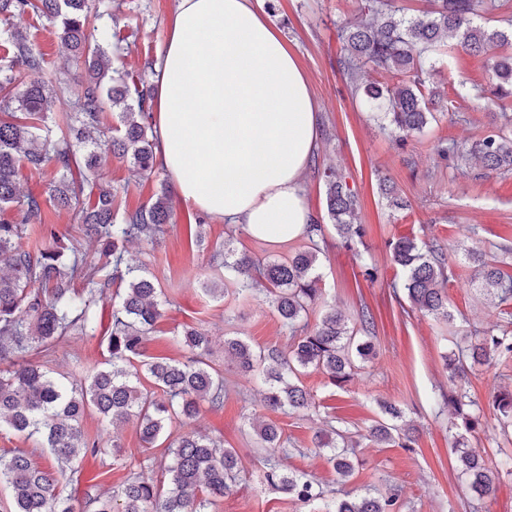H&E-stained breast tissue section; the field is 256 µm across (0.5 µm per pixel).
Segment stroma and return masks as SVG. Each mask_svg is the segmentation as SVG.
<instances>
[{
    "instance_id": "35a3bbf8",
    "label": "stroma",
    "mask_w": 512,
    "mask_h": 512,
    "mask_svg": "<svg viewBox=\"0 0 512 512\" xmlns=\"http://www.w3.org/2000/svg\"><path fill=\"white\" fill-rule=\"evenodd\" d=\"M257 9L281 34L306 73L316 103L319 139L304 174L307 203L315 216L326 219L324 186L318 170L341 169L359 196V221L368 233L362 251L377 263V282L365 281L351 252L335 234H328L320 272L327 304L356 322L361 307L375 319L376 354L361 362L350 381L332 385L320 372L311 371L302 382L313 394L315 411L284 415L266 408L262 380L243 374L224 356V339L238 336L260 347L288 348L291 334L269 305L258 298L238 300L224 295L223 271L212 268L211 251L232 240L237 252L264 260L284 257L306 245L305 237L267 243L250 236L239 226L174 203L171 224L159 245L128 244L130 262L145 266L159 282L166 297L164 316L157 332L145 344L149 357L185 359L186 353L170 338L183 325L207 333L211 340L209 360L223 373L229 394L218 410L202 407L195 423L203 433L223 439L235 449L242 479L232 494L220 499L215 512H314L282 489L263 479V465L249 427L251 418L276 422L288 440L290 453L281 461L286 471L304 470L322 484L327 496L341 499L366 493L396 495L397 512H469V492L461 477L453 449L455 428L441 395L448 390L446 356L456 349L457 338L483 336L498 328V308L481 294L474 268L464 256L468 248H489L500 237L512 241V172L482 174L480 168L456 170L440 164L433 150L437 139L473 142L492 134V114L497 99L494 79L485 58L461 50L441 51L436 83L454 110L424 134L408 137L396 148L362 103L352 93L339 68L338 33L360 13L364 0H254ZM177 0H112V68L142 77L154 84V64L168 37V24ZM12 28L27 33L36 50L59 67L69 65L49 21L29 15L16 16ZM101 181L121 187L123 209L148 204L161 185L172 184L162 167L140 177L129 162L108 157L98 172ZM53 171L24 173L21 187L38 195L49 223L67 231L77 217L53 206L47 187ZM395 182L410 202L408 209H391L378 192L379 178ZM203 219L205 242L190 243L189 226ZM413 233L417 239L442 242L453 275L447 286L453 322L402 309L390 288L398 271L390 263L387 243L394 236ZM33 361L47 362L57 374H70L102 367L108 358L105 336L71 333L48 354L32 353ZM469 390L483 408L481 424L469 435L467 445L487 449L490 461L500 451L512 453V443L498 448L501 435L489 404L499 386L512 384L508 370L480 367L468 374ZM398 404L407 419L418 427L415 448L383 447L366 440L365 434L380 419V402ZM338 418L339 426L360 442V460L351 478L340 479L325 459L315 454L312 437L323 417ZM84 433L105 446L104 454L86 457L72 479L61 481L62 496L70 498L74 512H95L98 493L119 494L123 482L135 472L152 476L167 485L160 467L162 449L143 451L136 421L111 427L96 412H88L81 424Z\"/></svg>"
}]
</instances>
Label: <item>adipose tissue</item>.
Returning <instances> with one entry per match:
<instances>
[{
	"label": "adipose tissue",
	"instance_id": "1",
	"mask_svg": "<svg viewBox=\"0 0 512 512\" xmlns=\"http://www.w3.org/2000/svg\"><path fill=\"white\" fill-rule=\"evenodd\" d=\"M154 69L158 152L181 203L272 243L303 235L315 105L252 0H177Z\"/></svg>",
	"mask_w": 512,
	"mask_h": 512
}]
</instances>
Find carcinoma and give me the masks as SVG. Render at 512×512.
I'll use <instances>...</instances> for the list:
<instances>
[{"label":"carcinoma","instance_id":"obj_1","mask_svg":"<svg viewBox=\"0 0 512 512\" xmlns=\"http://www.w3.org/2000/svg\"><path fill=\"white\" fill-rule=\"evenodd\" d=\"M502 7L496 0H432L431 8L407 15L393 0H365L361 18L341 29L340 65L365 104L382 114L392 142L401 146L412 133L423 132L435 113L450 112L452 106L441 95L434 78L438 73L432 54L457 40V46L472 54L486 55L495 76L500 100L498 131L466 146L438 140L434 151L440 161L455 168L477 161L485 170H512V54H491L489 48L512 45V16L504 25L478 23V17ZM89 0H0V20L33 14L46 18L55 34L69 48L85 71L83 90L73 110L49 112L52 97L69 91L78 77L68 69H57L32 48L27 35L11 29L0 31L8 43V60L0 65V431L36 438L57 463L52 471L38 465L28 452L14 450L0 456V483L11 491L13 512H74L69 499L58 490L66 473L75 474L86 454L103 451L99 442L85 436L81 421L88 410L115 423L130 417L138 420L142 446H165L169 476L167 490L142 474L129 477L121 501L102 495L95 500L97 512H211L219 498L232 492L240 481L236 451L224 443L190 428L202 404L224 405V376L207 362L210 339L202 331L187 327L174 336L190 356L185 362L144 356V342L162 317V296L149 271L132 265L125 246L134 241L156 245L164 226L171 223L172 205L163 186L147 205L119 213L118 190L93 179L102 155L110 153L126 160L143 175L154 172L157 160L149 123L153 93L150 87L130 89L112 76V55L102 47L86 52L94 34L87 30ZM373 67L393 74L391 85L364 84L361 72ZM135 103H128L130 94ZM123 106L121 125L103 140L94 136L105 106ZM52 168L50 196L58 210H75L77 224L71 232L58 233L42 217L39 196L20 190L24 168L42 172ZM326 211L330 223L308 225L309 245L286 257L260 262L224 245V281L232 285L236 298L264 295L268 304L293 337L288 352L276 348H254L237 337L224 338V353L244 373L260 372L268 382L265 406L273 411L297 412L315 405L300 381L309 370L328 376L342 386L374 350L370 333L373 319L361 311L359 328L348 329L341 312L328 307L315 325L308 324L309 309L322 300L318 240L334 230L343 247L354 249L363 242L364 225L358 223V199L334 168L323 172ZM40 226L42 243H23L29 227ZM94 247L88 257L82 242ZM390 261L400 280L393 293H404L413 308L453 321L448 311L446 284L452 274L437 239L419 241L402 236L388 243ZM479 287L494 304L512 306V274L503 262L471 250ZM116 292L110 313L107 366L63 379L29 359L38 347L52 349L72 331L93 336L98 331L96 307L112 286ZM512 360V330L486 333L475 344L458 346L452 362L444 405L454 411L467 431L480 424V407L463 385L468 367H491ZM147 378L160 393L143 392ZM492 409L501 423L502 435H512V388L492 397ZM384 417L368 433L382 445L411 448L417 429L399 424L402 413L391 404L382 405ZM177 422L188 430L171 438L169 428ZM258 453L266 466V482L280 486L302 503L324 499L320 484L305 472L284 474L277 458L288 453L279 428L268 421L252 425ZM314 447L326 458L338 477L354 471L357 443L335 428L314 433ZM459 469L479 499L497 489L499 465L486 453L458 448ZM396 497L370 493L356 498L332 500L324 512H395Z\"/></svg>","mask_w":512,"mask_h":512}]
</instances>
